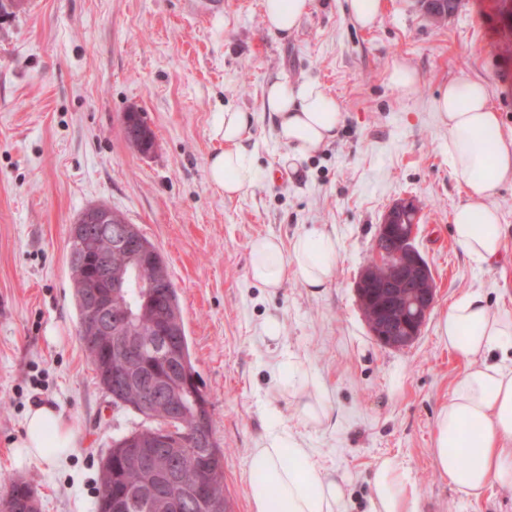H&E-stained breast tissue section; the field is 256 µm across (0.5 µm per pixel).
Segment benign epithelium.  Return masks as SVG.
<instances>
[{"mask_svg": "<svg viewBox=\"0 0 512 512\" xmlns=\"http://www.w3.org/2000/svg\"><path fill=\"white\" fill-rule=\"evenodd\" d=\"M419 206L413 199L394 203L379 224V233L394 243L387 265L392 275L379 277L376 268L368 263L356 282V294L371 335L380 344L391 348L412 345L429 315L436 297L432 270L414 246ZM112 224V209L96 204L74 222L70 236V259L79 264L74 283L79 309L83 312L78 332L84 343L100 345L112 336V358L117 363H105L99 370L112 402L125 406V395L134 380L142 376L144 339L126 333L125 323L132 316L130 290L152 287L142 280L139 269L144 264L141 254L133 251V236L126 224H113V245L129 253L127 268L112 270L108 258L99 251L96 238L80 230L85 224ZM117 301L123 314L112 315V301ZM167 419L146 442L131 434L122 442L125 456L132 462L155 470L160 468L158 449L167 456L186 457L188 449L172 423L176 422L174 406H168Z\"/></svg>", "mask_w": 512, "mask_h": 512, "instance_id": "benign-epithelium-1", "label": "benign epithelium"}]
</instances>
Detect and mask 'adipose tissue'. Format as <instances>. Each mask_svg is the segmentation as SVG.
<instances>
[{
  "instance_id": "1",
  "label": "adipose tissue",
  "mask_w": 512,
  "mask_h": 512,
  "mask_svg": "<svg viewBox=\"0 0 512 512\" xmlns=\"http://www.w3.org/2000/svg\"><path fill=\"white\" fill-rule=\"evenodd\" d=\"M309 0H263L264 21L274 33L293 31ZM266 106L276 117L275 134L299 161L335 139L342 121L337 99L312 82L278 80L265 89ZM439 121L448 129V166L466 200L452 216L451 235L477 265L495 263L505 226L489 199L512 183V134L504 133L487 86L467 77L450 80L435 101ZM251 113L225 109L211 127L220 151L208 160L209 179L225 196L251 186L256 172L245 145ZM251 278L277 289L289 269L306 287H323L333 274L336 241L317 232L297 237L283 249L272 236L252 240ZM441 341L465 365L446 406L437 415L431 449L435 467L465 498L477 499L491 486L512 489V312L495 309L483 295L456 299L439 324ZM27 455L60 462L76 446V435L62 414L49 405L32 408L19 442ZM250 469L263 474L252 483V512H339L343 484L320 473L310 452L278 432L264 435L252 448ZM367 512H417L418 501L406 470L392 458L379 461L370 479Z\"/></svg>"
}]
</instances>
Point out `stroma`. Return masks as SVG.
I'll use <instances>...</instances> for the list:
<instances>
[{"instance_id":"1","label":"stroma","mask_w":512,"mask_h":512,"mask_svg":"<svg viewBox=\"0 0 512 512\" xmlns=\"http://www.w3.org/2000/svg\"><path fill=\"white\" fill-rule=\"evenodd\" d=\"M262 2L220 0L213 11L207 0H26L0 16V474L27 481L40 512H94L102 456L141 421L98 386L78 336L68 231L104 203L167 262L235 512H252L250 451L271 428L344 479L343 512H365L385 458L406 469L419 512H512L510 489L460 499L431 455L437 413L464 368L439 338L449 303L478 292L512 310V184L491 200L506 226L502 258L476 265L450 233L465 196L433 102L449 79L482 81L512 131V11L504 0H457L437 23L424 0H382L362 28L347 0H310L281 37ZM397 61L419 74L412 97L389 80ZM278 79L319 84L344 116L295 172L280 163L287 148L263 100ZM227 108L253 113L246 145L259 172L232 198L208 177L221 147L212 120ZM128 112L153 132L150 153L127 141ZM405 198L420 208L415 246L436 302L398 349L371 336L355 281L385 211ZM312 231L336 239L325 287L293 272L275 290L251 279L253 239L287 246ZM270 316L275 338L264 333ZM306 398L324 407L321 422L302 416ZM38 404L77 434L54 466L18 447Z\"/></svg>"}]
</instances>
